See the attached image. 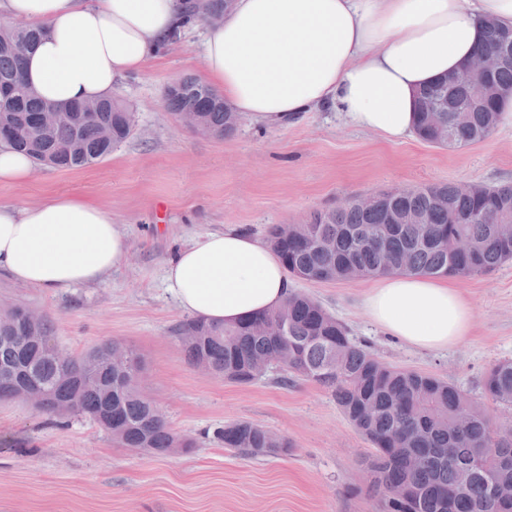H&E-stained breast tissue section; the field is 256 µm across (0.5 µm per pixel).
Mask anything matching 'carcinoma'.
<instances>
[{
    "label": "carcinoma",
    "instance_id": "cac0c4a2",
    "mask_svg": "<svg viewBox=\"0 0 512 512\" xmlns=\"http://www.w3.org/2000/svg\"><path fill=\"white\" fill-rule=\"evenodd\" d=\"M226 0H187L183 24H216ZM507 28L489 25L482 48L502 52ZM41 38V30L0 27V141L49 165L76 170L96 164L127 139L135 112L114 97L96 101L97 111L75 123L60 120L50 132L35 130L47 104L26 84L23 63ZM500 102L512 95V58L491 80L462 68L417 93L416 135L439 148L465 149L488 138L498 125ZM165 103L177 115L200 109L203 125L216 136L233 134L243 116L207 84L185 77L165 90ZM442 103L448 111L431 121L427 108ZM110 136H104V132ZM288 240L286 270L305 282L350 281L386 274L472 278L486 276L512 261V183L463 187L454 183L419 186L404 194L384 192L370 206L358 202L313 212L306 223L288 229L274 224L268 242L281 250ZM16 309L0 314V369L15 378L0 381V401L19 397V389L38 383L50 391L40 406L48 414L84 416L125 448H150L171 455L192 442L168 425L141 395L138 383L118 386L110 349L97 359L90 379L66 375L59 360L42 351L31 337L53 340L47 318L29 324ZM281 324L284 335L271 326ZM188 360L214 375L250 385L272 368L312 381L331 391L351 424L373 445L367 463L380 480L356 493L380 498L382 512H501L491 486H512V429H501L457 386L435 376L397 369L374 358L352 341L347 326L311 295L292 291L279 308L233 325L190 319L177 329ZM483 391L492 401L512 405V360L487 368ZM224 447L262 457L286 453L288 440L250 422L217 430ZM390 485L408 497L392 499Z\"/></svg>",
    "mask_w": 512,
    "mask_h": 512
}]
</instances>
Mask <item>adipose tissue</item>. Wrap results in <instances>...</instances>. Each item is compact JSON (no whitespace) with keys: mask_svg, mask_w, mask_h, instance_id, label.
<instances>
[{"mask_svg":"<svg viewBox=\"0 0 512 512\" xmlns=\"http://www.w3.org/2000/svg\"><path fill=\"white\" fill-rule=\"evenodd\" d=\"M182 12L183 0H0V17L43 28L26 78L56 104L110 94L143 71ZM491 21L512 27V0H235L199 57L205 83L254 123L331 106L399 141L414 130L417 90L467 63ZM128 250L111 213L85 197L0 203V273L21 285L90 284ZM165 281L187 314L224 324L278 308L291 291L269 244L236 230L195 238L167 263ZM364 304L416 348H445L469 331L471 307L444 278L385 275Z\"/></svg>","mask_w":512,"mask_h":512,"instance_id":"1","label":"adipose tissue"}]
</instances>
